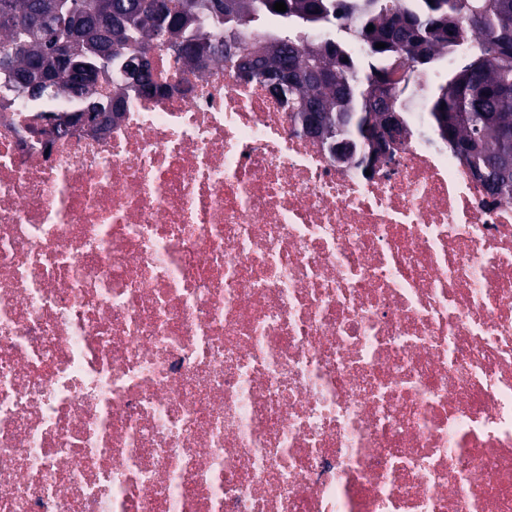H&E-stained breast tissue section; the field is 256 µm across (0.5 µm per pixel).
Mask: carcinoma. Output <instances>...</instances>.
I'll return each mask as SVG.
<instances>
[{
    "instance_id": "obj_1",
    "label": "carcinoma",
    "mask_w": 512,
    "mask_h": 512,
    "mask_svg": "<svg viewBox=\"0 0 512 512\" xmlns=\"http://www.w3.org/2000/svg\"><path fill=\"white\" fill-rule=\"evenodd\" d=\"M52 0H0V85L13 87L39 81L31 97L67 95L83 109L64 119L45 113L62 130L122 98L129 87L96 91L95 80L81 88L67 67L55 58V46L66 41L72 61L85 73L94 72L103 54L112 65L142 58L146 77L138 94L156 95L165 85L152 79L149 52L170 41L180 48L177 58L197 65L219 57L224 69L245 81H259L287 105L303 130L314 122L325 129L324 142L354 138L356 152L373 146L371 120L386 111L383 77L398 68L420 72L446 70L442 81L426 94L424 118L463 156L471 170L486 173L489 189L512 199V0H284L287 11L273 9L277 0H208L210 23L199 41L191 40L195 22L190 0H80L74 17L51 10ZM355 16L360 25L342 24ZM374 30L367 31L368 25ZM336 27L339 36L322 43L305 39L306 29ZM477 32L483 35L472 52L448 64L456 43ZM365 41L363 61L349 57L347 34ZM386 47L377 49L375 44ZM415 94L411 79L397 85L392 108L404 115Z\"/></svg>"
}]
</instances>
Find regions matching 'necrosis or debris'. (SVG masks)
<instances>
[{"label": "necrosis or debris", "mask_w": 512, "mask_h": 512, "mask_svg": "<svg viewBox=\"0 0 512 512\" xmlns=\"http://www.w3.org/2000/svg\"><path fill=\"white\" fill-rule=\"evenodd\" d=\"M151 61L104 125L0 93V512H512V200Z\"/></svg>", "instance_id": "obj_1"}]
</instances>
